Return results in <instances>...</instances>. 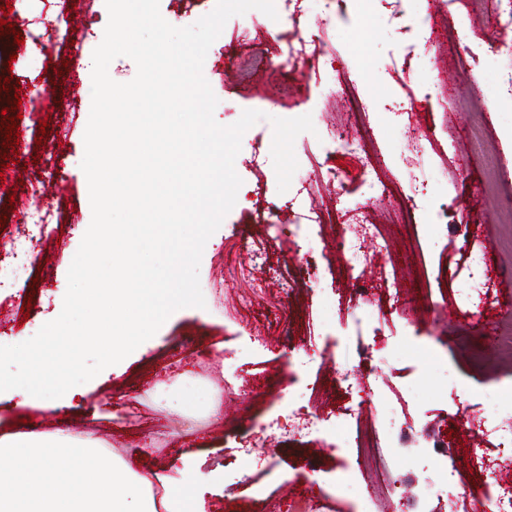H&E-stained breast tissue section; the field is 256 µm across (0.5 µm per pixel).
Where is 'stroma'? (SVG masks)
I'll list each match as a JSON object with an SVG mask.
<instances>
[{
    "label": "stroma",
    "mask_w": 512,
    "mask_h": 512,
    "mask_svg": "<svg viewBox=\"0 0 512 512\" xmlns=\"http://www.w3.org/2000/svg\"><path fill=\"white\" fill-rule=\"evenodd\" d=\"M9 7V25L0 30V110L19 107L20 144L5 145L6 121L0 120V156H11L0 181V238L15 228L33 201H41L47 221L30 225L38 252L36 264L20 262L16 250L0 249V278L9 288L0 292V343L35 335L61 310L67 272L88 229L92 212L88 183L80 162L83 135L91 107L92 54L97 30L105 28V0H0ZM72 12L76 35L36 46L35 35L53 27L62 7ZM394 0H338L328 28L331 52L320 59L294 60L295 76L282 71L286 44L282 21L267 20L258 41L242 43L238 34L247 16L226 23L211 45L203 73L219 100L218 123L236 122L243 110L266 118L247 130L235 159L243 184L237 202L209 238L199 266L205 308L177 310L157 333L141 345L138 357L77 408L33 412L0 408V430L30 420L33 428H60L92 433L104 439L116 456L133 469L173 473L181 455L205 457L206 468L224 469V487L203 494L205 512H294L297 503L331 490L335 468L347 469L352 489L328 504L324 512H393L392 504L375 505L363 497L361 473L349 456H332L315 436L296 433L288 424V393L316 385L317 407L336 411L345 394L328 368L311 363L289 373L288 344L317 335V346L334 351L343 369L360 367L364 350H372L389 386L371 406L384 410L396 403L395 391L410 400L386 456L406 497L404 512H448L457 486L448 482L443 459L466 468L471 449L449 436L461 412L489 416V400L512 389V359L497 356L492 343L500 331L494 311L474 319L457 310L453 288L465 278L446 281V268L466 255L464 238L482 248L491 283L500 298H512V253L497 243L512 235V213L486 187L481 160L493 155L505 190H512V100L499 98L498 73L512 71V30L487 25L486 0H452L450 18L457 28L485 32L476 57L462 65V47L423 45L405 62L415 36L408 19L423 10V0H403L404 15L393 18ZM355 86L365 102L367 126L383 177L398 174L412 161L408 140L397 122L399 112L414 111L419 127L439 140L454 138L453 159L424 169L427 190L417 203L424 219L447 210V223L437 225L434 244L418 250L403 225L389 221L385 198L355 195L351 206L365 210L382 224L389 238V261L402 276L399 310H391L383 284L384 267L368 257L361 287L369 303L360 305L363 325L334 319L333 300L349 299L352 280L331 243L334 224L311 227L314 254L305 258L289 243L287 227L304 223L309 206L295 196L316 180L313 157L323 154L327 125L346 120L342 89ZM311 115L314 132L294 142L298 161L291 185L278 192L271 161V118ZM281 226L271 241L266 269L250 267L244 245L264 234L268 214ZM472 230L461 228V219ZM317 270L322 290L310 292L301 269ZM437 303L427 311L426 300ZM29 314H22V307ZM435 356H428V349ZM189 373L181 390L202 399L220 393L223 420L183 418L156 406L152 395L166 382L175 360ZM459 395L447 396L449 384ZM279 420L275 441L264 438L265 425ZM250 441L256 457L266 461L256 471L244 460L230 461L240 442Z\"/></svg>",
    "instance_id": "35a3bbf8"
}]
</instances>
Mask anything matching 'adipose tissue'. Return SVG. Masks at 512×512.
Segmentation results:
<instances>
[{
  "mask_svg": "<svg viewBox=\"0 0 512 512\" xmlns=\"http://www.w3.org/2000/svg\"><path fill=\"white\" fill-rule=\"evenodd\" d=\"M219 484L191 460L172 476L138 472L90 435L0 434V512H204L201 489Z\"/></svg>",
  "mask_w": 512,
  "mask_h": 512,
  "instance_id": "ef3b65f1",
  "label": "adipose tissue"
}]
</instances>
